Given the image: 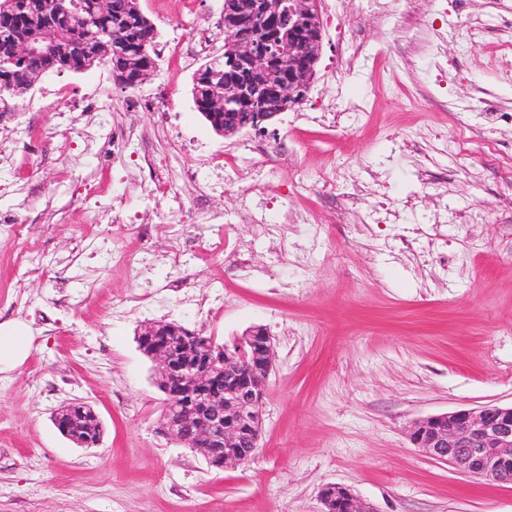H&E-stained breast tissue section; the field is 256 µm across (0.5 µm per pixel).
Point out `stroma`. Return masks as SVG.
I'll list each match as a JSON object with an SVG mask.
<instances>
[{
	"mask_svg": "<svg viewBox=\"0 0 512 512\" xmlns=\"http://www.w3.org/2000/svg\"><path fill=\"white\" fill-rule=\"evenodd\" d=\"M323 43L306 101L265 130L223 136L198 112L193 67L159 62L138 90L168 97L175 118L128 111L110 67L53 74L6 96L0 112V323L32 338L0 371V512H323L345 486L374 512H512V486L467 478L414 448L419 418L512 404V0H377L321 5ZM101 93L107 123L136 135L169 172L210 176L224 216V260L173 267L182 224L149 230L150 265L132 276L112 254L130 232L91 223L87 183L124 216L163 215L169 199L127 196L145 176L85 152L53 94ZM40 110H33V101ZM366 101L367 111L352 106ZM257 186L277 229L240 220L236 183ZM389 214L377 222L374 203ZM310 213L286 224L284 212ZM224 305L198 307L213 279ZM138 300L140 314L114 309ZM174 320L232 343L264 328L276 350L260 448L215 470L157 429L155 365L135 334ZM90 403L103 434L82 448L51 415Z\"/></svg>",
	"mask_w": 512,
	"mask_h": 512,
	"instance_id": "obj_1",
	"label": "stroma"
}]
</instances>
